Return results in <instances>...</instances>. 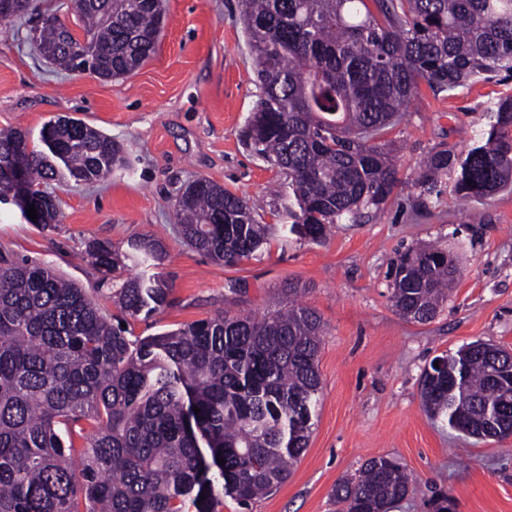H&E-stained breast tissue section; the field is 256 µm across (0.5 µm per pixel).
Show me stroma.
Returning a JSON list of instances; mask_svg holds the SVG:
<instances>
[{
  "mask_svg": "<svg viewBox=\"0 0 512 512\" xmlns=\"http://www.w3.org/2000/svg\"><path fill=\"white\" fill-rule=\"evenodd\" d=\"M34 11L0 23V131L39 134L50 118L81 119L120 142L127 165L104 182L50 183L64 220L27 223L0 205V248L16 259L50 263L86 288L102 275L86 253L110 243L122 259L108 277H131L129 239L150 235L165 249L160 272L170 303L133 321L135 335L172 330L223 311L263 314L271 294L304 288L303 303L326 329L318 365L322 392L309 444L291 477L242 509L224 512H337L333 490L368 459L398 460L417 492L394 512H512V438H467L432 421L421 405V373L438 355L482 340L512 349V192L460 203L451 187L427 198L414 181L433 151L460 152L485 122V110L512 95L497 76L433 94L421 87L381 140L397 152L398 179L379 209L333 225L323 244L276 237L263 255L234 266L189 247L173 217L184 184L203 176L261 201L264 223H284L271 189L285 175L241 139L259 93L237 0H165L166 25L153 58L112 82L54 68L39 55L40 16L74 24L70 0H34ZM442 244L459 274L431 322L399 316L390 301L394 264L410 248Z\"/></svg>",
  "mask_w": 512,
  "mask_h": 512,
  "instance_id": "1",
  "label": "stroma"
}]
</instances>
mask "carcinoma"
Segmentation results:
<instances>
[{
	"label": "carcinoma",
	"instance_id": "carcinoma-1",
	"mask_svg": "<svg viewBox=\"0 0 512 512\" xmlns=\"http://www.w3.org/2000/svg\"><path fill=\"white\" fill-rule=\"evenodd\" d=\"M82 34L53 15L37 39L50 63L101 81L133 74L156 51L163 0H71ZM260 93L246 145L288 178L283 237L320 244L330 225L378 209L397 185L391 151L375 143L418 94L451 93L482 76L512 77V0H238ZM30 132H0V203L38 224H59L48 181L93 182L126 166L109 135L56 116ZM24 168L25 191L9 166ZM462 200L512 189V97L458 154L435 151L415 184L437 197L448 177ZM187 243L214 261L257 258L276 232L244 197L199 177L174 206ZM141 272L112 293L135 320L170 303L160 240L127 241ZM109 273L111 247L91 242ZM458 272L448 247L409 250L391 301L427 323L448 301ZM264 315L217 313L176 330L137 336L112 324L89 291L45 262L0 251V512H223L285 481L308 446L321 392L320 316L288 286ZM422 373L431 417L465 435L505 439L512 412V352L476 341ZM199 412H194L193 407ZM225 460L219 465L217 457ZM415 493L403 467L366 462L336 484L339 512H391Z\"/></svg>",
	"mask_w": 512,
	"mask_h": 512
}]
</instances>
